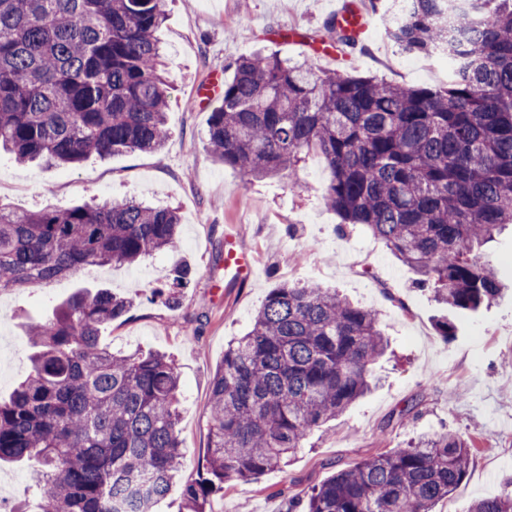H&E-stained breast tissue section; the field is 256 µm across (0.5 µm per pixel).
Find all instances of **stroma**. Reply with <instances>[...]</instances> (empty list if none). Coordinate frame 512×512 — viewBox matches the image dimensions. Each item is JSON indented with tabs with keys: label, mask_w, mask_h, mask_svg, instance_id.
I'll use <instances>...</instances> for the list:
<instances>
[{
	"label": "stroma",
	"mask_w": 512,
	"mask_h": 512,
	"mask_svg": "<svg viewBox=\"0 0 512 512\" xmlns=\"http://www.w3.org/2000/svg\"><path fill=\"white\" fill-rule=\"evenodd\" d=\"M360 11L368 29L337 58L316 57L337 5ZM384 17L368 0H168L157 36L168 70L170 136L161 151L91 156L75 167L19 164L0 152V203L17 210L67 207L94 198H136L176 208L180 244L136 266L91 267L76 276L0 293V398H8L30 368L28 324L45 319L78 288H109L131 303L128 314L102 330L115 349L160 352L173 360L183 395L181 438L189 462L179 483L198 479L208 445L210 381L224 349L247 332L272 288L316 282L375 309L390 341L373 367L376 386L336 420L314 431L287 468L251 481L225 483L212 512H290L297 495L336 470L368 456L406 447L445 429L472 439L466 477L434 512H467L500 494L512 474V294L491 307L459 315L454 340L435 330L444 313L418 275L370 233L341 227L322 199L324 160L308 153L296 180L248 182L215 163L206 147L210 107L194 102L213 74L231 78L237 58L261 49L317 68L375 76L430 88L447 78L430 57L415 66L381 34ZM236 232L257 257L247 285L224 281V237ZM195 276L175 301L164 288L180 266ZM25 465L0 466V496L33 512Z\"/></svg>",
	"instance_id": "obj_1"
}]
</instances>
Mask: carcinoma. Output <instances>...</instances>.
Returning <instances> with one entry per match:
<instances>
[{
    "mask_svg": "<svg viewBox=\"0 0 512 512\" xmlns=\"http://www.w3.org/2000/svg\"><path fill=\"white\" fill-rule=\"evenodd\" d=\"M388 38L410 55L444 53L442 90L319 70L277 51L240 58L210 113L213 160L248 180L297 174L319 153L323 200L418 275L434 301L476 312L499 297L476 250L512 224V0H412ZM166 0H0V147L15 162L74 166L91 155L157 151L167 141L165 61L155 32ZM331 40L354 38L325 22ZM177 211L135 199L19 211L0 205V292L88 266H133L179 246ZM130 302L80 288L26 328L30 370L0 400V462L35 467L40 512H154L187 461L179 378L167 356L114 350L100 329ZM387 339L378 314L318 284L270 291L211 379L205 476L180 489L208 512L231 480L286 467L309 435L365 395ZM473 444L442 431L336 471L302 512H432L463 480ZM469 512H512L502 494Z\"/></svg>",
    "mask_w": 512,
    "mask_h": 512,
    "instance_id": "carcinoma-1",
    "label": "carcinoma"
}]
</instances>
